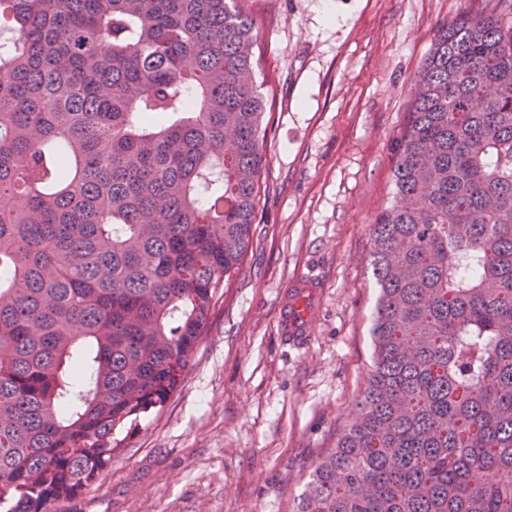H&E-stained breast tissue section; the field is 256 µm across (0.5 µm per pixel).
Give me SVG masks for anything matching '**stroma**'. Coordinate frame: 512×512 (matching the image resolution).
Returning <instances> with one entry per match:
<instances>
[{"instance_id":"1","label":"stroma","mask_w":512,"mask_h":512,"mask_svg":"<svg viewBox=\"0 0 512 512\" xmlns=\"http://www.w3.org/2000/svg\"><path fill=\"white\" fill-rule=\"evenodd\" d=\"M471 4L497 0H241L275 89L247 257L177 391L117 431L103 475L56 512H296L368 377L370 228L413 77ZM301 275L322 293L298 346L279 334V297Z\"/></svg>"}]
</instances>
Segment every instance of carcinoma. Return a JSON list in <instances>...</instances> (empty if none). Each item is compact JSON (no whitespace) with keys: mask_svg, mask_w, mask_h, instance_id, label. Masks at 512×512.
Here are the masks:
<instances>
[{"mask_svg":"<svg viewBox=\"0 0 512 512\" xmlns=\"http://www.w3.org/2000/svg\"><path fill=\"white\" fill-rule=\"evenodd\" d=\"M239 0H0V512L163 407L242 267L269 93ZM371 224L359 417L297 512H512V19L438 30Z\"/></svg>","mask_w":512,"mask_h":512,"instance_id":"cac0c4a2","label":"carcinoma"}]
</instances>
